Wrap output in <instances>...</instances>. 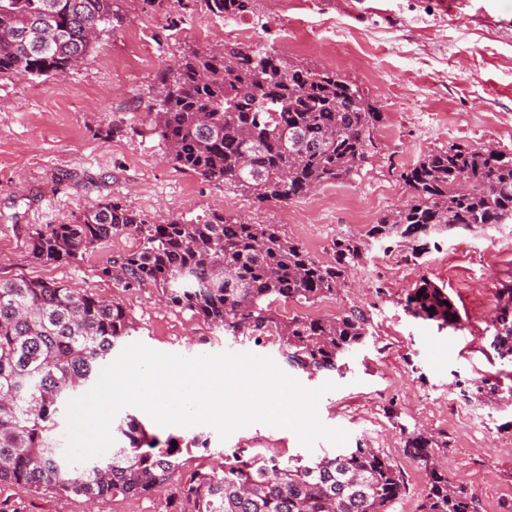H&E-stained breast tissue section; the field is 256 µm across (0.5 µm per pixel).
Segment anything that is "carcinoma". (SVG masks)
Wrapping results in <instances>:
<instances>
[{
  "label": "carcinoma",
  "mask_w": 512,
  "mask_h": 512,
  "mask_svg": "<svg viewBox=\"0 0 512 512\" xmlns=\"http://www.w3.org/2000/svg\"><path fill=\"white\" fill-rule=\"evenodd\" d=\"M125 0H0V80L59 77L81 63L104 29L120 24ZM256 0H175L181 11L246 18ZM152 131L175 167L224 185L255 203L286 202L321 185L350 179L366 162L382 113L338 72L300 66L272 45L224 42L183 54L155 86ZM467 176L461 191L456 177ZM403 179L408 201L371 225L365 237L389 250L412 243L420 255L455 228L512 221V151L450 144L426 152ZM120 234L138 248L112 258L99 277L129 292L152 286L167 302L231 336L279 339L289 366L310 374L339 372L370 336L363 311L331 318L276 304L314 303L336 294L363 259L364 242H334L336 261L322 265L276 224H254L212 211L195 220L148 223L111 199L66 224H47L29 243L37 264L78 262ZM490 347L512 366V279L497 290ZM404 310L439 328L462 318L445 288L422 279ZM135 331L123 302L56 281L0 280V488L21 485L95 504L170 491L174 512H389L405 488L401 471L375 448H347L283 463L240 451L224 469L186 467L183 454L206 447L195 435L160 439L133 415L117 426L105 457L70 463L57 439L68 402L88 392L104 362ZM505 398L512 384L496 375L463 395ZM447 437L414 430L405 451L425 474L419 512H475L466 484L438 467Z\"/></svg>",
  "instance_id": "obj_1"
}]
</instances>
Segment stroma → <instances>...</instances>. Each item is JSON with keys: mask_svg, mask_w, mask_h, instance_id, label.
<instances>
[{"mask_svg": "<svg viewBox=\"0 0 512 512\" xmlns=\"http://www.w3.org/2000/svg\"><path fill=\"white\" fill-rule=\"evenodd\" d=\"M246 23L268 30L289 61L337 71L382 112L358 173L298 199L259 205L163 162L151 132L154 80L183 52L221 44L224 35L204 7L185 14L174 5L163 10L152 0H130L124 22L104 31L65 81L0 80V279L24 276L115 294L99 270L136 250L134 236H114L76 263L42 266L28 257L36 229L68 223L112 198L149 222L218 210L275 224L327 263L336 238L364 235L405 203L410 189L402 174L425 152L452 142L512 148V0H282L276 11L256 0ZM424 277L447 289L463 318L460 328L441 329L404 310L406 291ZM510 279L512 223L449 231L439 249L419 257L405 246L386 253L370 245L336 296L278 307L283 315L315 318L351 307L366 313L374 339L343 376L289 368L276 337L257 345L224 335L167 304L159 289L120 296L136 327L132 341L153 350L184 357L247 351L271 357L304 389L333 383L318 402L322 423L345 430L347 447L380 449L404 475L406 491L390 512H418L424 478L404 451L405 432L416 429L447 436L439 462L468 484L478 512H504L512 503V404L468 401L460 389L493 369L486 330L493 311L473 309L472 301L495 295ZM409 392L417 398L411 408ZM390 407L396 420L386 415ZM139 418L163 436H207L208 449L194 450L192 461L212 468L241 448L284 460L337 450L326 440L306 448L293 431L261 422L224 438L209 424L166 427L147 413Z\"/></svg>", "mask_w": 512, "mask_h": 512, "instance_id": "1", "label": "stroma"}]
</instances>
